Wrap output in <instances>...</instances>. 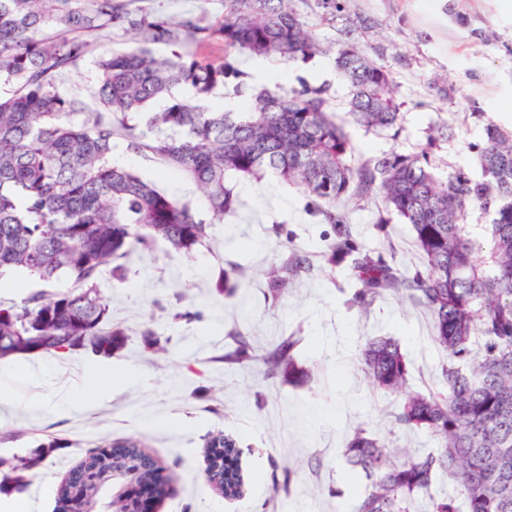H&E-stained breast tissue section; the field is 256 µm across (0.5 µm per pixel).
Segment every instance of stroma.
<instances>
[{
    "mask_svg": "<svg viewBox=\"0 0 512 512\" xmlns=\"http://www.w3.org/2000/svg\"><path fill=\"white\" fill-rule=\"evenodd\" d=\"M353 4L378 20V37L391 53L406 58L392 66L393 95L404 112L401 138L350 128L357 154L414 150L431 126L445 120L454 137L443 144L442 156L450 165L475 167L467 143L480 139L486 123L512 126V12L500 0ZM129 6L211 26L224 19L223 0H130ZM301 14L324 53L304 62L264 60L259 77L248 72L250 56H240L239 67L248 82L269 87L303 81L326 86L336 113H343L349 91L334 67L336 30L316 8L302 7ZM128 43L116 30L95 37L92 50L58 79L60 93L79 100L85 111L98 110L99 59ZM442 84L447 94L439 93ZM114 154L174 199L200 207L201 195L185 176L148 152L131 150L126 138H116ZM231 184L240 200L238 214L214 225L207 245L185 254L160 242L129 263L124 279L107 270L99 280L112 324L125 332L110 362L135 368L138 384L113 386L74 411L64 398L80 391L100 355L84 349L0 362V457L30 455L51 435L72 442L46 459L26 490L0 492V502L21 503L25 512H57L62 480L96 443L134 437L170 485L156 512H352L365 477L353 473L342 450L357 428L399 448L435 449L426 433L396 424L402 395L377 391L358 362V347L367 337L390 336L413 362L409 391L437 387L446 355L431 337L429 314L394 296L366 313L350 306L352 272L347 264L332 268L319 258L335 232L306 212L303 189L276 178H235ZM376 217L372 204L354 210L353 238L392 259L399 270H413L419 260L409 225L395 220L380 230ZM294 249L312 255L313 267L272 299L268 274ZM237 264L241 287L227 299L214 285ZM184 310L199 312V319H178ZM149 325L159 347L143 342ZM234 329L259 353L283 337H299L297 364L308 375L306 383L271 374L260 361L226 364ZM217 431L232 436L242 451L246 488L236 499L224 498L204 476L205 438ZM288 471L293 485L286 493L276 489L275 480Z\"/></svg>",
    "mask_w": 512,
    "mask_h": 512,
    "instance_id": "1",
    "label": "stroma"
}]
</instances>
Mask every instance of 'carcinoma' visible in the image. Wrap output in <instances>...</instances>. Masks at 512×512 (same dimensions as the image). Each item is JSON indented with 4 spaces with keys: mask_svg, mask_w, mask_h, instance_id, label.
I'll use <instances>...</instances> for the list:
<instances>
[{
    "mask_svg": "<svg viewBox=\"0 0 512 512\" xmlns=\"http://www.w3.org/2000/svg\"><path fill=\"white\" fill-rule=\"evenodd\" d=\"M297 2L224 0V21L210 26L134 12L124 0H0V84L10 86L0 94V277L22 268L49 285L64 275L73 280L66 291H40L20 306L0 307V360L79 349L112 355L125 340L109 324L99 292L103 271L122 275L127 262L158 242L187 254L206 245L211 225L237 213L230 178L275 176L302 187L308 211L333 225L323 256L356 272L350 304L366 313L389 293L401 297L430 314L432 339L448 355L439 388L407 396L395 414L401 427L433 436L437 449L394 451L363 429L347 442L345 460L369 478L355 512H417L420 503L424 512H512V129L489 122L469 144L477 174L446 170L438 155L453 137L446 123L411 152L355 156L344 125L331 115L327 87L242 81V54L294 62L322 52ZM349 2L314 0L327 21L341 22L334 63L350 89L348 117L396 140L404 114L391 94L392 68L360 42L377 22L350 13ZM113 29L128 35L129 45L100 59L101 109L75 122L81 103L60 95L56 82L88 52L86 36ZM215 38L224 41L218 65L183 51L187 42ZM158 43L172 46L170 55L156 57L151 46ZM228 85L248 98L247 111L209 106L214 91ZM181 87L193 99L178 97ZM117 136L190 180L206 217L114 163ZM369 202L378 230L395 217L410 226L422 268L404 273L352 238L350 211ZM471 208L490 222L464 223ZM308 270V254L291 252L269 292L283 293ZM215 288L234 297L239 273L224 272ZM229 336L235 347L226 363L256 359L239 330ZM297 345L296 337L283 338L262 361L293 376ZM360 366L388 393L402 392L412 377V362L392 337L367 338ZM70 445L53 436L13 464L0 461V491L24 489L53 451ZM115 447L128 449L139 476H151L137 441L100 444L59 487L66 512H125L105 486L106 449ZM240 455L237 447L224 454L226 498L244 492ZM445 474L457 483L452 496L438 492Z\"/></svg>",
    "mask_w": 512,
    "mask_h": 512,
    "instance_id": "carcinoma-1",
    "label": "carcinoma"
}]
</instances>
